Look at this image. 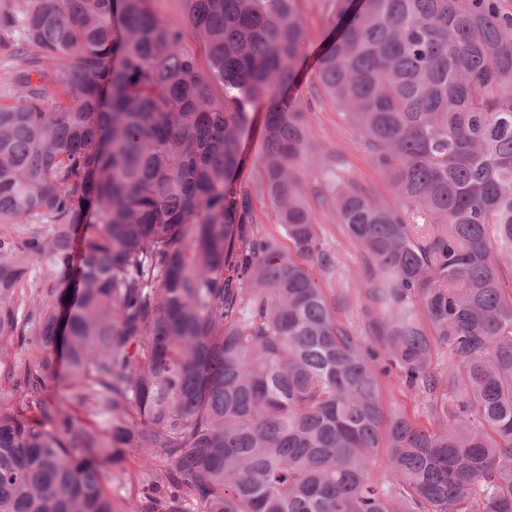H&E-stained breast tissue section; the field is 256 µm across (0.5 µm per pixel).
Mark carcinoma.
Masks as SVG:
<instances>
[{"mask_svg":"<svg viewBox=\"0 0 512 512\" xmlns=\"http://www.w3.org/2000/svg\"><path fill=\"white\" fill-rule=\"evenodd\" d=\"M186 12L204 67L151 0L0 10L21 48L0 103V512H115L127 448L168 465L126 512H512V13L336 0L317 79L399 199L332 194L374 347L319 281L336 254L304 191L310 107L288 94L295 0ZM265 98L258 187L286 245L239 181ZM29 343L44 356L17 374ZM60 364L83 419L44 396ZM391 373L432 424L384 410Z\"/></svg>","mask_w":512,"mask_h":512,"instance_id":"1","label":"carcinoma"}]
</instances>
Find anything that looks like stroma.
I'll return each mask as SVG.
<instances>
[{
	"mask_svg": "<svg viewBox=\"0 0 512 512\" xmlns=\"http://www.w3.org/2000/svg\"><path fill=\"white\" fill-rule=\"evenodd\" d=\"M335 0H297L296 9L301 19L307 45L306 55L300 62V75L294 92L311 102L310 145L307 154L308 173L305 193L321 226L328 247L336 254V266L322 273V284L329 297L341 302L340 316L357 336L365 334L364 309L366 305L367 277L364 258L340 223L335 207L318 200L316 190L323 185L321 165L335 160L339 177L354 180L366 186L376 200L396 205L397 197L384 175L375 167L363 134L350 125L336 103L325 93L316 91V58L333 27ZM268 109L267 101H260L251 114V131L244 144L243 183L257 189L256 163L263 153V129ZM163 457L146 460L136 450L128 451L124 461L112 473V495L118 512L138 498L148 467L159 468Z\"/></svg>",
	"mask_w": 512,
	"mask_h": 512,
	"instance_id": "35a3bbf8",
	"label": "stroma"
}]
</instances>
